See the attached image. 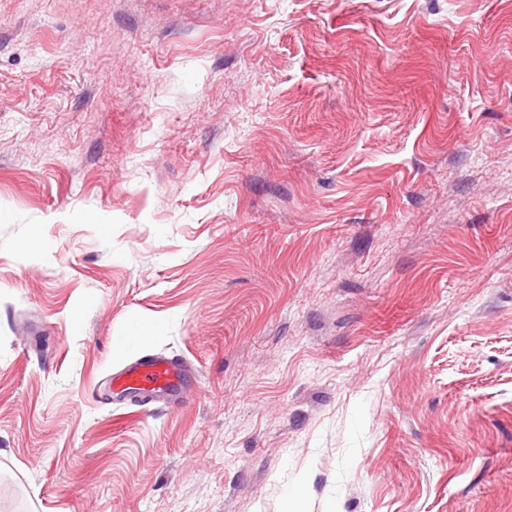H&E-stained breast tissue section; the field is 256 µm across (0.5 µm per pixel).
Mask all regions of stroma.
I'll use <instances>...</instances> for the list:
<instances>
[{
    "instance_id": "stroma-1",
    "label": "stroma",
    "mask_w": 512,
    "mask_h": 512,
    "mask_svg": "<svg viewBox=\"0 0 512 512\" xmlns=\"http://www.w3.org/2000/svg\"><path fill=\"white\" fill-rule=\"evenodd\" d=\"M295 495L512 512V0H0V512ZM189 383L186 367L180 359L153 353L140 356L102 382L118 401L132 397L142 399L144 404L168 406L182 401Z\"/></svg>"
}]
</instances>
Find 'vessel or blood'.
Wrapping results in <instances>:
<instances>
[{
  "label": "vessel or blood",
  "instance_id": "vessel-or-blood-1",
  "mask_svg": "<svg viewBox=\"0 0 512 512\" xmlns=\"http://www.w3.org/2000/svg\"><path fill=\"white\" fill-rule=\"evenodd\" d=\"M189 383L180 359L153 353L140 356L105 380L113 399L141 398L168 406L182 401Z\"/></svg>",
  "mask_w": 512,
  "mask_h": 512
}]
</instances>
